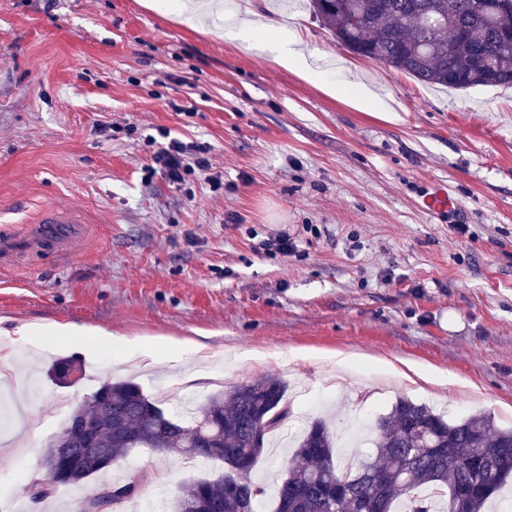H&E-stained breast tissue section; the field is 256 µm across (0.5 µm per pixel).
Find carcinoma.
<instances>
[{
    "label": "carcinoma",
    "instance_id": "carcinoma-1",
    "mask_svg": "<svg viewBox=\"0 0 512 512\" xmlns=\"http://www.w3.org/2000/svg\"><path fill=\"white\" fill-rule=\"evenodd\" d=\"M310 9L351 53L420 83L457 90L512 87V0H309ZM47 376L61 385L83 377L75 357L55 359ZM287 385L278 377L210 395L190 420L168 415L142 388L104 383L68 417L44 456L71 455L38 500L61 485H80L122 463L134 447L151 448L224 464L215 479L194 480L179 490L173 512H192L201 500L218 512H256L265 494L250 472L264 452L265 436L283 425ZM80 421L91 442L78 443L70 421ZM325 422L314 421L293 451L274 512H430L417 496L430 489L440 512H481L512 477V429L490 417L449 421L431 407L400 398L376 422L374 448L354 466L334 460Z\"/></svg>",
    "mask_w": 512,
    "mask_h": 512
}]
</instances>
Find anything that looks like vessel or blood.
<instances>
[{"mask_svg":"<svg viewBox=\"0 0 512 512\" xmlns=\"http://www.w3.org/2000/svg\"><path fill=\"white\" fill-rule=\"evenodd\" d=\"M98 232L86 213L63 205L43 207L28 224H1L0 273L43 257L80 258Z\"/></svg>","mask_w":512,"mask_h":512,"instance_id":"b4317fda","label":"vessel or blood"}]
</instances>
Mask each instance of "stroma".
Returning <instances> with one entry per match:
<instances>
[{"label":"stroma","instance_id":"1","mask_svg":"<svg viewBox=\"0 0 512 512\" xmlns=\"http://www.w3.org/2000/svg\"><path fill=\"white\" fill-rule=\"evenodd\" d=\"M319 59L316 82L225 35L241 0H0V224L39 205L88 209L103 238L87 254L0 276V512H75L100 483L140 476L112 512H171L217 460L132 452L43 503L24 490L70 408L130 380L184 415L216 391L268 376L294 410L251 472L272 512L295 443L328 418L340 465L373 446L401 398L454 421L512 428V88L424 86L351 54L306 0H256ZM363 84L396 120L324 87ZM112 127L111 136L98 131ZM205 147L209 168L179 184L146 178L158 128ZM445 197L468 231L448 227ZM296 238L294 255L258 243ZM66 328L40 347L20 327ZM153 343L142 366L112 337ZM84 376L60 387L54 357ZM77 364V375L73 378L65 377L66 374ZM47 376L57 384L69 385L83 377V366L76 357H61L55 359L47 368Z\"/></svg>","mask_w":512,"mask_h":512}]
</instances>
